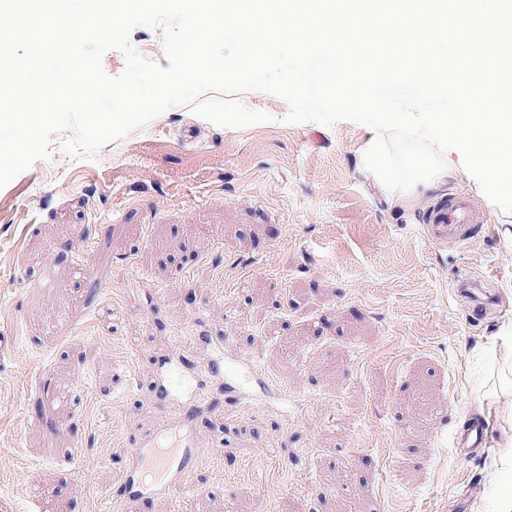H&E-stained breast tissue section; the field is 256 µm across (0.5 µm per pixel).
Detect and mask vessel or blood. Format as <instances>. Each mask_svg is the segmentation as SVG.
<instances>
[{
	"mask_svg": "<svg viewBox=\"0 0 512 512\" xmlns=\"http://www.w3.org/2000/svg\"><path fill=\"white\" fill-rule=\"evenodd\" d=\"M471 221L469 209L460 201L439 202L427 217L428 225L440 236ZM212 372L209 365L182 371L169 382L168 387L172 390L190 389L193 402L202 403L203 385ZM225 380L234 395L249 393L255 386L233 356L225 359ZM201 453L202 447L188 423L149 435L137 447L129 449L131 473L127 479L128 491L123 498L125 512H137L141 498L146 495L179 501L184 491L182 476L196 463Z\"/></svg>",
	"mask_w": 512,
	"mask_h": 512,
	"instance_id": "1",
	"label": "vessel or blood"
}]
</instances>
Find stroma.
<instances>
[{"mask_svg": "<svg viewBox=\"0 0 512 512\" xmlns=\"http://www.w3.org/2000/svg\"><path fill=\"white\" fill-rule=\"evenodd\" d=\"M233 98L269 122L178 104L93 161L57 133L0 189V512H115L127 449L189 409L156 403L165 356L227 343L265 387L228 405L208 381L190 512H491L512 485V214L458 175L469 238L432 240L441 193L388 202L357 163L366 125ZM474 417L490 450L465 458Z\"/></svg>", "mask_w": 512, "mask_h": 512, "instance_id": "obj_1", "label": "stroma"}]
</instances>
